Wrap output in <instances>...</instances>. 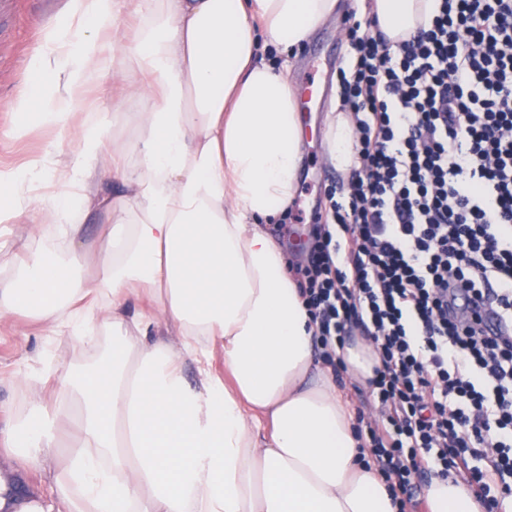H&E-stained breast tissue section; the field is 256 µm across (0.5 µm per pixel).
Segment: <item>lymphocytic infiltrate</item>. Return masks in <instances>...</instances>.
<instances>
[{
	"mask_svg": "<svg viewBox=\"0 0 512 512\" xmlns=\"http://www.w3.org/2000/svg\"><path fill=\"white\" fill-rule=\"evenodd\" d=\"M354 51L340 94L360 167L318 213L301 291L315 343L334 361L347 336L380 359L378 424L359 422L401 512L414 477L477 485L498 512L512 496V0H436L399 48L348 16Z\"/></svg>",
	"mask_w": 512,
	"mask_h": 512,
	"instance_id": "1",
	"label": "lymphocytic infiltrate"
}]
</instances>
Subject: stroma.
<instances>
[{
	"label": "stroma",
	"instance_id": "35a3bbf8",
	"mask_svg": "<svg viewBox=\"0 0 512 512\" xmlns=\"http://www.w3.org/2000/svg\"><path fill=\"white\" fill-rule=\"evenodd\" d=\"M65 0H15L10 18V34L0 38V169L21 168L33 158L50 151L69 154L78 148L75 137H58L54 132L30 127L18 136L10 128L20 118L8 105L17 92L38 81L33 60L43 38L47 20L60 19ZM356 0H343L339 16L322 25L310 41L291 58L273 54V64H289L295 84L315 85L319 105L305 116L302 160L298 191L292 213L267 230L278 242L296 239L299 230L314 222L316 210L329 193H346L348 184L326 161L323 128L333 96L339 91L338 74L353 50L344 31V17L357 11ZM83 351L70 336L47 335L41 324L27 315L0 320V479L15 492L38 485L37 471H20L16 461L5 453L6 430L13 411L24 399L20 379L34 389L55 385L60 366L81 360Z\"/></svg>",
	"mask_w": 512,
	"mask_h": 512
}]
</instances>
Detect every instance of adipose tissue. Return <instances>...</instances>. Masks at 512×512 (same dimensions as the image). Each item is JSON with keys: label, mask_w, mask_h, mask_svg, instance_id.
Segmentation results:
<instances>
[{"label": "adipose tissue", "mask_w": 512, "mask_h": 512, "mask_svg": "<svg viewBox=\"0 0 512 512\" xmlns=\"http://www.w3.org/2000/svg\"><path fill=\"white\" fill-rule=\"evenodd\" d=\"M341 0H68L74 39L46 23L40 82L10 102L40 126L75 134V155L0 170V223L28 215L18 276L0 280V318L34 313L51 335L77 337L52 408L39 395L14 413L8 450L48 475L52 494L0 496V512H398L375 468L359 462L355 418L287 259L267 232L297 192L302 121L287 67ZM433 0H373L388 45L428 24ZM135 16L133 38L99 46ZM112 71V121L81 113ZM351 112L326 116L327 160L358 166ZM120 191H98L104 177ZM50 179L66 192L38 203ZM106 241L91 253L85 214ZM39 240L41 253L28 250ZM111 335V346L100 338ZM224 350V370L210 363ZM339 356L368 384L369 340ZM193 362L195 380L184 375ZM73 425L64 462L52 450ZM428 512H484L470 486L433 479Z\"/></svg>", "instance_id": "1"}]
</instances>
